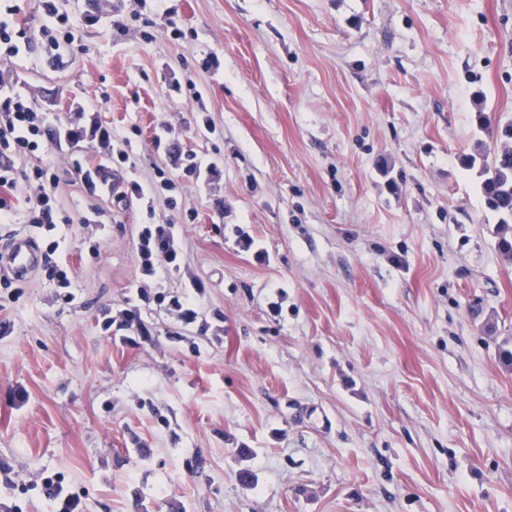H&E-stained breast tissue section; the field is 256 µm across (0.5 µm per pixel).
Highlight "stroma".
Segmentation results:
<instances>
[{"instance_id":"1","label":"stroma","mask_w":512,"mask_h":512,"mask_svg":"<svg viewBox=\"0 0 512 512\" xmlns=\"http://www.w3.org/2000/svg\"><path fill=\"white\" fill-rule=\"evenodd\" d=\"M60 3V62L0 59L5 90L83 131L14 161L58 169L64 221L16 209L0 255L27 233L73 297L43 265L0 274V494L512 512V260L459 162L512 121V0H168L150 27L126 0ZM161 170L175 206L127 198ZM148 224L182 249L153 278Z\"/></svg>"}]
</instances>
